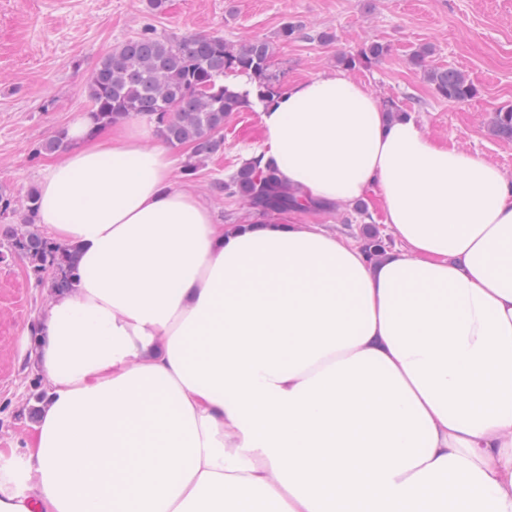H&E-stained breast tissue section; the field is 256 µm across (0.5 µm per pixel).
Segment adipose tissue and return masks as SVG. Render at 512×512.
Listing matches in <instances>:
<instances>
[{
	"mask_svg": "<svg viewBox=\"0 0 512 512\" xmlns=\"http://www.w3.org/2000/svg\"><path fill=\"white\" fill-rule=\"evenodd\" d=\"M259 113L260 164L321 210L379 192L398 248L216 223L150 126L77 114L35 211L76 289L0 512H512V179L339 70Z\"/></svg>",
	"mask_w": 512,
	"mask_h": 512,
	"instance_id": "obj_1",
	"label": "adipose tissue"
}]
</instances>
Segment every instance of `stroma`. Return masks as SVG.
Masks as SVG:
<instances>
[{
	"instance_id": "35a3bbf8",
	"label": "stroma",
	"mask_w": 512,
	"mask_h": 512,
	"mask_svg": "<svg viewBox=\"0 0 512 512\" xmlns=\"http://www.w3.org/2000/svg\"><path fill=\"white\" fill-rule=\"evenodd\" d=\"M303 25L309 39L279 41L284 23ZM179 39L217 34L272 42L284 84L335 68L339 55L377 41L389 51L378 65L354 69L378 100H399L407 116L438 142L482 155L512 176V141L491 130L494 111L512 104V0H168L154 13L147 0H0V190L21 200L38 186L49 156L35 146L86 111V88L97 62L143 28ZM330 33L327 41L318 40ZM437 67L466 70L478 93L451 104L409 63L420 46ZM224 149L200 166L194 190L220 224L264 216L239 197L213 192L261 143L257 108L224 121ZM357 210L300 213L301 221L361 241L365 224L382 218L378 193ZM50 296L17 257L0 259V454L22 452L35 422L25 412L41 372L31 356L32 328Z\"/></svg>"
}]
</instances>
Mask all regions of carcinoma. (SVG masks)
I'll return each instance as SVG.
<instances>
[{
    "instance_id": "1",
    "label": "carcinoma",
    "mask_w": 512,
    "mask_h": 512,
    "mask_svg": "<svg viewBox=\"0 0 512 512\" xmlns=\"http://www.w3.org/2000/svg\"><path fill=\"white\" fill-rule=\"evenodd\" d=\"M387 47L371 42L354 53H344L337 63L347 69L368 67L387 55ZM433 49L424 45L410 56L435 93L450 103H464L477 94L471 76L456 68H439L429 58ZM274 48L266 40H246L228 44L220 35H189L181 39L161 37L146 27L122 42L96 65L87 85L89 113L94 117L90 134L132 117L156 124L168 144L191 146V156L183 165L186 177L196 175L199 166L224 149L221 131L232 112L251 106L250 91H236L224 84L228 76L245 75L256 83L258 100L285 90L279 74L272 71ZM493 133L512 140V105L496 109ZM69 146L60 129L35 148L37 155H52ZM217 193L239 197L261 213L306 210L308 206L288 190V185L268 167L252 161L240 167L228 180L212 183ZM37 190L26 196L20 227L5 232L10 254L25 262L37 282L51 293L73 288V249L47 238L31 228L34 224ZM363 246L369 253L386 249L376 228L362 231Z\"/></svg>"
}]
</instances>
